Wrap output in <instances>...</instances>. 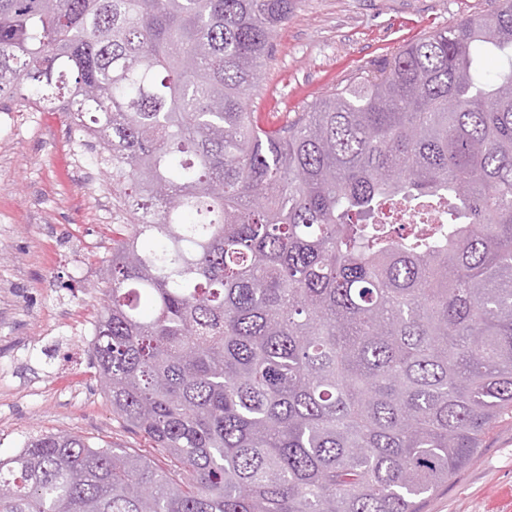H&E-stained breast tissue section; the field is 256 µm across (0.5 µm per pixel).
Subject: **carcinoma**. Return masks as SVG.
<instances>
[{"label":"carcinoma","mask_w":512,"mask_h":512,"mask_svg":"<svg viewBox=\"0 0 512 512\" xmlns=\"http://www.w3.org/2000/svg\"><path fill=\"white\" fill-rule=\"evenodd\" d=\"M299 4L0 0V99L74 94L134 208L92 357L169 462L35 436L0 512H420L512 411V0L262 127Z\"/></svg>","instance_id":"1"}]
</instances>
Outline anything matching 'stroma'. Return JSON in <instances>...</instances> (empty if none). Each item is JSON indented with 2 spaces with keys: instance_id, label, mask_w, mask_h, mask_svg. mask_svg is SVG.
I'll list each match as a JSON object with an SVG mask.
<instances>
[{
  "instance_id": "obj_1",
  "label": "stroma",
  "mask_w": 512,
  "mask_h": 512,
  "mask_svg": "<svg viewBox=\"0 0 512 512\" xmlns=\"http://www.w3.org/2000/svg\"><path fill=\"white\" fill-rule=\"evenodd\" d=\"M496 7L497 0H304L275 34L249 106L263 124L308 111L399 45ZM2 112L22 120L0 139V458L58 432L152 456L149 441L113 415L76 332L97 318L105 293L117 208L112 175L92 155H73L80 134L65 117L19 96L0 102ZM508 494L512 414L422 512H508Z\"/></svg>"
}]
</instances>
